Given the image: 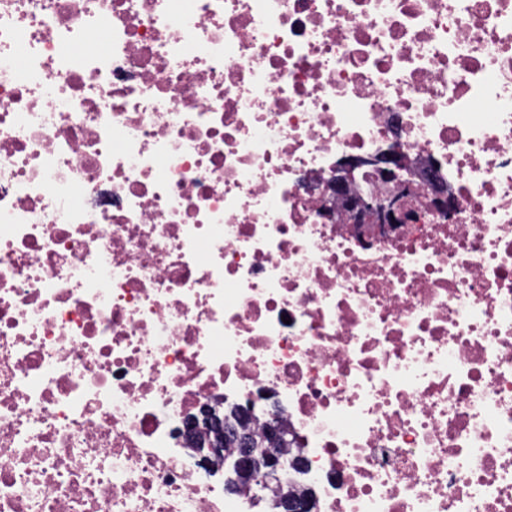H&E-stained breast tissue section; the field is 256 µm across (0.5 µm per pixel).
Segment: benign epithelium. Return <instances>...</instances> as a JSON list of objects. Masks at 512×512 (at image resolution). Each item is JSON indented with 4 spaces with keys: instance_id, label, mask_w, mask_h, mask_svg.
I'll return each instance as SVG.
<instances>
[{
    "instance_id": "benign-epithelium-1",
    "label": "benign epithelium",
    "mask_w": 512,
    "mask_h": 512,
    "mask_svg": "<svg viewBox=\"0 0 512 512\" xmlns=\"http://www.w3.org/2000/svg\"><path fill=\"white\" fill-rule=\"evenodd\" d=\"M362 170L378 178L380 190L366 195L361 192L357 174ZM420 190L427 192L435 208L450 214L455 211L456 200L434 162L417 164L394 152L340 161L336 180L326 188L343 201L348 223L379 232L394 224L413 223L412 202ZM255 419V404H229L224 396H213L195 413L182 417L179 438L206 474L224 473L226 491L234 492L243 483L264 489L273 479L279 485L266 512H313L312 489L301 493L280 481L283 434L277 414L269 413L260 438L254 432Z\"/></svg>"
}]
</instances>
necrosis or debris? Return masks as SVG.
Segmentation results:
<instances>
[{"mask_svg": "<svg viewBox=\"0 0 512 512\" xmlns=\"http://www.w3.org/2000/svg\"><path fill=\"white\" fill-rule=\"evenodd\" d=\"M392 149L457 210L364 243ZM216 391L314 512H512V0H0V512H251ZM362 170L378 178L380 190L363 195L357 181V174ZM419 190L427 192L436 209L448 212V216L455 211L456 200L433 161L417 164L394 152L340 161L336 180L325 193L343 201L348 224L381 233L387 226L413 223L412 202ZM226 400V401H225ZM266 422L264 435L257 438L253 423L257 415L255 403L246 406L227 403L224 395L213 396L193 414L181 419L179 438L182 447L207 474L224 473V488L235 492L243 483L263 489L276 480L278 489L268 501V510L261 504L259 512H313L314 494L288 488L279 474L284 462L280 458L282 428L275 412Z\"/></svg>", "mask_w": 512, "mask_h": 512, "instance_id": "1", "label": "necrosis or debris"}]
</instances>
